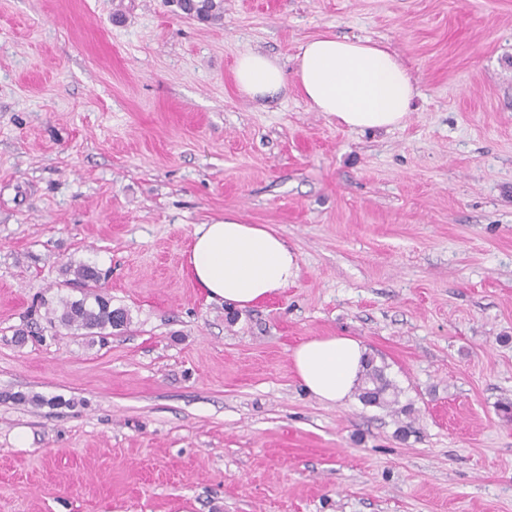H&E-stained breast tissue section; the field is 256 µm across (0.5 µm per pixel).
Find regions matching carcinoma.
<instances>
[{
  "label": "carcinoma",
  "instance_id": "carcinoma-1",
  "mask_svg": "<svg viewBox=\"0 0 512 512\" xmlns=\"http://www.w3.org/2000/svg\"><path fill=\"white\" fill-rule=\"evenodd\" d=\"M182 12L190 11L192 15L206 22L220 21L224 17V0H176ZM66 272L74 276V280L89 289L94 302L87 300H69L57 298L56 303L47 308L49 323H57L67 329L85 330L90 334L103 336L107 329L119 330L129 324L128 313L121 307H112V297L97 291L101 287L102 274L94 266L88 264L69 267ZM400 391L388 379L382 367L370 362L361 378L358 398L371 406H391L399 404Z\"/></svg>",
  "mask_w": 512,
  "mask_h": 512
}]
</instances>
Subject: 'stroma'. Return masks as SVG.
Listing matches in <instances>:
<instances>
[{
	"instance_id": "1",
	"label": "stroma",
	"mask_w": 512,
	"mask_h": 512,
	"mask_svg": "<svg viewBox=\"0 0 512 512\" xmlns=\"http://www.w3.org/2000/svg\"><path fill=\"white\" fill-rule=\"evenodd\" d=\"M322 31L400 55L402 127L235 86L241 53L289 71ZM227 213L299 262L247 310L187 272ZM83 263L129 314L103 340L40 304ZM333 335L411 415L305 390L292 348ZM507 403L512 0H0V512H512ZM191 4L185 5L188 0H176L177 7L185 14L188 10L192 16L206 22L220 21L224 17V0H191Z\"/></svg>"
}]
</instances>
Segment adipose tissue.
<instances>
[{
  "label": "adipose tissue",
  "mask_w": 512,
  "mask_h": 512,
  "mask_svg": "<svg viewBox=\"0 0 512 512\" xmlns=\"http://www.w3.org/2000/svg\"><path fill=\"white\" fill-rule=\"evenodd\" d=\"M295 74L262 53L236 60L233 79L252 98L279 93L289 78L312 109L358 131L399 127L419 95L416 80L383 43L329 32L312 36L295 57ZM189 271L207 297L248 309L288 287L298 271L285 239L263 224H245L234 214L197 225L188 257ZM367 350L350 336H315L291 352L303 386L320 401L341 404L351 398L366 369Z\"/></svg>",
  "instance_id": "ef3b65f1"
}]
</instances>
